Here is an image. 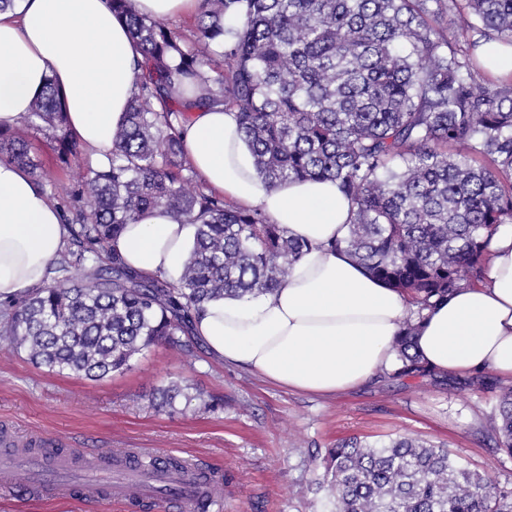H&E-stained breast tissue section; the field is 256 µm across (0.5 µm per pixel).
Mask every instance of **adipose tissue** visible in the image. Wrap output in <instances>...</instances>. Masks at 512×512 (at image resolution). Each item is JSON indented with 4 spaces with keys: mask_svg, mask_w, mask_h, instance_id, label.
<instances>
[{
    "mask_svg": "<svg viewBox=\"0 0 512 512\" xmlns=\"http://www.w3.org/2000/svg\"><path fill=\"white\" fill-rule=\"evenodd\" d=\"M141 52L107 0H15L0 12V126L27 116L46 77L67 105V124L89 162H105L135 90ZM204 184L256 208L311 249L275 292L210 302L196 333L214 360L243 366L291 392L333 397L390 370L409 310L405 294L372 278L334 241L346 237L352 206L335 182L269 189L256 173L234 111L192 112L182 134ZM195 228L165 209L127 225L114 244L138 274L179 279ZM68 235L57 206L30 175L0 161V300L43 284ZM415 350L437 374L462 379L493 371L512 383V224L489 238L483 276L457 288L418 322Z\"/></svg>",
    "mask_w": 512,
    "mask_h": 512,
    "instance_id": "adipose-tissue-1",
    "label": "adipose tissue"
}]
</instances>
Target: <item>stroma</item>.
<instances>
[{
    "label": "stroma",
    "mask_w": 512,
    "mask_h": 512,
    "mask_svg": "<svg viewBox=\"0 0 512 512\" xmlns=\"http://www.w3.org/2000/svg\"><path fill=\"white\" fill-rule=\"evenodd\" d=\"M179 380L201 400L174 410L150 403L157 386ZM498 386L415 384L385 377L336 397L276 388L202 347L157 345L129 369L100 380L47 372L0 347V426L22 445L53 442L86 452L85 467L137 448L194 460L224 480L223 512H330L317 484L327 449L343 439L410 436L512 488V455L487 435ZM0 512H128L124 504L38 500L26 486L0 492Z\"/></svg>",
    "instance_id": "obj_1"
}]
</instances>
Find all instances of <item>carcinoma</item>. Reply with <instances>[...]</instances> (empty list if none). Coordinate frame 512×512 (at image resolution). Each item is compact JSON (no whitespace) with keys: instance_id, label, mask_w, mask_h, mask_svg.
I'll return each mask as SVG.
<instances>
[{"instance_id":"cac0c4a2","label":"carcinoma","mask_w":512,"mask_h":512,"mask_svg":"<svg viewBox=\"0 0 512 512\" xmlns=\"http://www.w3.org/2000/svg\"><path fill=\"white\" fill-rule=\"evenodd\" d=\"M109 3L142 59L107 163L62 195L28 143L0 129V160L59 200L71 230L44 284L0 302V342L51 373L102 379L155 344L183 346L206 303L280 285L311 246L206 189L183 149L189 112L222 105L269 188L339 185L352 215L334 248L410 297L394 376L439 381L413 352L415 319L478 280L492 229L512 223V79L474 54L482 39L512 45V0H201L188 34L133 0ZM447 13L463 18L450 39L432 24ZM176 83L187 95H171ZM66 113L48 77L24 120L54 140L63 164L83 151ZM157 207L196 225L176 283L138 275L110 249ZM188 389L171 381L153 404L200 398ZM488 432L512 453V389ZM138 465L183 471L176 458ZM324 489L335 512H512V489L409 437L337 443Z\"/></svg>"}]
</instances>
